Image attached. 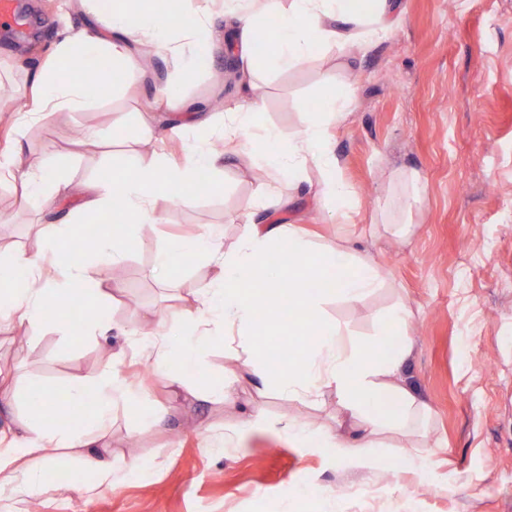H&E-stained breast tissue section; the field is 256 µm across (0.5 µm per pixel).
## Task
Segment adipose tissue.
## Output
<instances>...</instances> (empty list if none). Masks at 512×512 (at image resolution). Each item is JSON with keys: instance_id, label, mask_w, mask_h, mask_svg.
I'll return each mask as SVG.
<instances>
[{"instance_id": "1", "label": "adipose tissue", "mask_w": 512, "mask_h": 512, "mask_svg": "<svg viewBox=\"0 0 512 512\" xmlns=\"http://www.w3.org/2000/svg\"><path fill=\"white\" fill-rule=\"evenodd\" d=\"M73 2L78 10L105 22L107 29L63 34L32 75V106L24 120H40L63 109H94L98 97L84 81L64 77V69L81 61L90 66L95 79L110 82L112 69L125 70L135 64L131 49L135 43L171 54L181 83L211 65L206 46L213 16L199 0H179L181 20L177 23L144 0ZM221 14L233 30L246 105L209 121V138L189 144L181 165L170 166L158 156L147 161L140 158L138 145L160 134L180 138L186 132L182 126L162 127L151 116L133 133L135 149L122 169L77 189L65 164L51 157L32 160L19 149L0 154V180L8 177L19 183L21 207L74 193L79 196L62 223L39 225L34 247L0 251V329L38 335L48 310L68 294L90 305L81 326L82 337L95 341L107 336L112 324L104 310L124 292L114 268L123 263L141 230L160 223L161 202L191 199L200 173H207L211 191H219L227 155L292 183L316 171L321 194L335 203L337 211L345 214L354 208V193L329 133L330 125L342 119L347 99L327 90L319 111L305 113L295 135H284L258 119L259 68L264 64L276 70L294 68L317 46L327 50L367 46L398 25L400 15L388 0H223ZM270 15L277 18L274 44L262 57L255 51V37L260 20ZM109 212L124 216L132 225L130 232L98 240L95 260L76 255L64 266L46 270L45 261L57 258L86 214ZM177 258L205 264L211 277L203 288L183 282L187 306L178 318L165 320L155 309H143V328L134 332L133 345L155 376L190 396L229 402L236 392L231 370L240 366L263 386L303 404L317 405L324 397H333L346 415L344 423L333 428L289 420L282 424V432L368 469L381 467L387 450L400 448L404 470L420 481L431 480L433 472L424 451L430 409L407 386L403 375L413 350L411 309L401 302L394 305L381 319L376 336L367 342L357 339L346 324L331 319L325 310L333 299L360 305L383 288L371 257L344 240L316 244L297 224H244L231 248L225 247L223 234L212 228L187 239L161 240L153 268L158 282H170ZM337 268L342 269V277L329 279V272ZM283 295L288 296L301 323L316 329L305 350L275 362L264 353L241 357L238 347L226 345L232 331L241 345L248 344L259 308L277 304ZM219 343L230 371L214 376L204 371L202 355ZM22 396L40 404L42 411L0 430V493L17 484L31 493L41 491L47 475L68 451L96 471L98 483L110 482L112 461L97 448L110 425L113 407L120 404L135 410L144 429L163 419L149 393L126 381L114 356L101 363L95 379H74L67 385L69 405L85 413L82 430L59 421L54 403L38 380L17 374L0 379L1 405L12 406ZM29 459L40 460L41 468H27Z\"/></svg>"}]
</instances>
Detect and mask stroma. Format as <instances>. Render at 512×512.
Masks as SVG:
<instances>
[{
    "label": "stroma",
    "mask_w": 512,
    "mask_h": 512,
    "mask_svg": "<svg viewBox=\"0 0 512 512\" xmlns=\"http://www.w3.org/2000/svg\"><path fill=\"white\" fill-rule=\"evenodd\" d=\"M401 23L363 51H315L299 66L265 70L259 100L263 120L294 134L313 111L325 86L351 97L344 120L332 131L336 153L356 196L349 221L304 182L270 209L259 204L263 181L252 167L224 170V190L195 195L190 204L165 203L162 219L141 232L138 244L114 274L125 293L112 303L109 336L95 342L60 333L49 324L34 340L0 333V372H23L41 384L64 386L94 378L103 359L123 354L121 371L147 389L166 421L140 429L129 409L116 407L106 441L113 458L134 457L148 471L117 472L97 485L78 462L64 464L68 483H48L41 512H512V0H397ZM19 25L0 24V85L30 97V76L52 49L61 29L77 34L91 16L68 0H14ZM154 64L128 72L90 112H55L48 119L13 126V102L0 101V151L22 148L42 158L47 146L75 154L73 184L121 162L140 119L156 111L161 123L187 124L190 140L205 136L199 119L211 103L233 107L240 99L238 72H226L224 42H214L213 66L178 85L182 112L156 101L157 85L171 80L169 56L136 45ZM84 136L108 130V146L76 147ZM417 172L427 185L412 205L408 232L397 239L375 231L380 210L393 197L394 177ZM19 187L0 182V247L32 244L38 225L57 224L67 210L49 200L33 208L17 203ZM299 224L316 242L344 238L373 256L384 288L362 304L330 301L327 315L368 339L397 300L414 311L413 352L404 377L429 403L433 416L435 478L420 483L392 454L385 469H356L346 461L280 432L298 417L334 424L336 405L306 406L239 375L234 404L186 398L146 371L130 346L143 307L169 311V289L152 275L156 243L206 227L237 241L240 224ZM261 408L262 418L242 440L227 439L240 412Z\"/></svg>",
    "instance_id": "stroma-1"
}]
</instances>
